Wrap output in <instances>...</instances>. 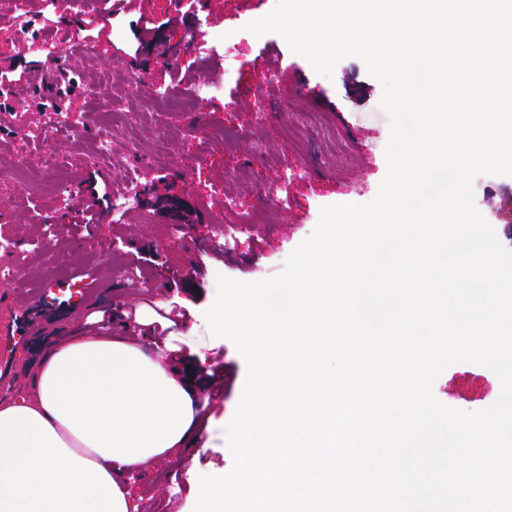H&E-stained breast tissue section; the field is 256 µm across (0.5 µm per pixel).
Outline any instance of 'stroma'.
<instances>
[{"mask_svg":"<svg viewBox=\"0 0 512 512\" xmlns=\"http://www.w3.org/2000/svg\"><path fill=\"white\" fill-rule=\"evenodd\" d=\"M276 0H136L114 8L110 0H53L36 22L44 36L60 32L89 38L93 51L74 67L82 79L70 86L53 77L52 64L30 53L28 42L0 24V72L25 77L20 94L0 104V156L35 163L43 151L26 139V127L47 118L46 102L78 113L79 135L59 134L56 152L70 181L66 191H18L0 173V313L13 289L35 291L52 273L53 301L61 318L43 339L64 341L87 329L96 311L133 312L161 301L172 313L193 311L176 323L173 343L201 376L224 374L222 398L199 395L203 416L198 447L175 450L129 477L142 512H193L200 476L229 472L232 456L224 429L234 416L247 367L234 343L212 336L204 313L213 304L217 275L256 281L279 274L292 251L315 230L322 207L364 204L386 175L390 117L382 86L365 63L351 56L332 76L315 72L275 33L256 36L250 22ZM225 38L228 55H204L200 43ZM189 97L183 112H150L141 99L125 103L128 124L116 130L108 162H99L97 113L123 78ZM298 97L333 128L335 139L297 138L288 101ZM235 127L233 150L212 149L208 131ZM166 131L165 163L154 161V132ZM138 171L136 199L93 206V186L112 180L113 166ZM475 205L512 249V176L481 174L473 180ZM277 210L275 223L264 216ZM89 296H80L85 283ZM498 377L474 363L450 365L433 393L464 411L490 407Z\"/></svg>","mask_w":512,"mask_h":512,"instance_id":"obj_1","label":"stroma"}]
</instances>
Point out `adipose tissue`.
I'll return each instance as SVG.
<instances>
[{
  "mask_svg": "<svg viewBox=\"0 0 512 512\" xmlns=\"http://www.w3.org/2000/svg\"><path fill=\"white\" fill-rule=\"evenodd\" d=\"M49 349L33 392L0 402V512H137L125 480L183 447L200 384L184 356L149 347L155 312Z\"/></svg>",
  "mask_w": 512,
  "mask_h": 512,
  "instance_id": "obj_1",
  "label": "adipose tissue"
}]
</instances>
